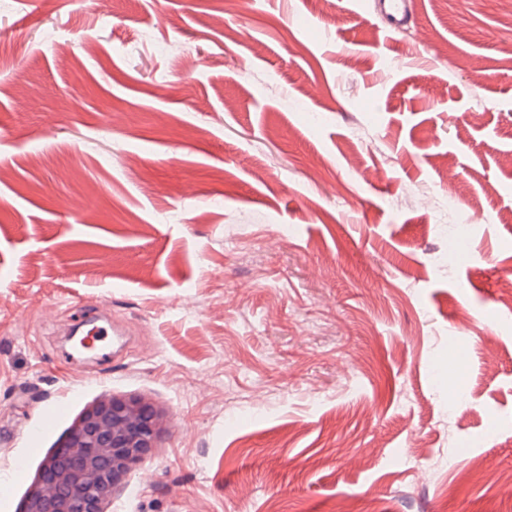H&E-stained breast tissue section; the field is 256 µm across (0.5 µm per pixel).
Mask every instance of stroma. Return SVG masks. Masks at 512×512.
Segmentation results:
<instances>
[{"mask_svg":"<svg viewBox=\"0 0 512 512\" xmlns=\"http://www.w3.org/2000/svg\"><path fill=\"white\" fill-rule=\"evenodd\" d=\"M413 10L0 0V512L112 393L170 414L112 512H512V10ZM380 2L387 26L386 31L389 33L399 31L412 17V1L382 0Z\"/></svg>","mask_w":512,"mask_h":512,"instance_id":"obj_1","label":"stroma"}]
</instances>
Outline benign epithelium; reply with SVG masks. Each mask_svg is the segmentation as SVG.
<instances>
[{
  "instance_id": "7a95c632",
  "label": "benign epithelium",
  "mask_w": 512,
  "mask_h": 512,
  "mask_svg": "<svg viewBox=\"0 0 512 512\" xmlns=\"http://www.w3.org/2000/svg\"><path fill=\"white\" fill-rule=\"evenodd\" d=\"M168 414L140 395L105 394L60 438L18 512H106L112 489L152 456Z\"/></svg>"
}]
</instances>
